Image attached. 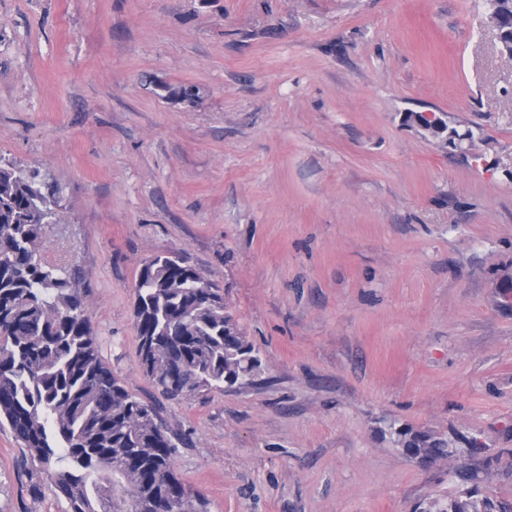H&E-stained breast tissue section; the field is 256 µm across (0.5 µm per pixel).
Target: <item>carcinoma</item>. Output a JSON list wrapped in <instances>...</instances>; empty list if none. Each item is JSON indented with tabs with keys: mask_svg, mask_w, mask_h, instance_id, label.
Masks as SVG:
<instances>
[{
	"mask_svg": "<svg viewBox=\"0 0 512 512\" xmlns=\"http://www.w3.org/2000/svg\"><path fill=\"white\" fill-rule=\"evenodd\" d=\"M54 191L0 155V423L46 470L70 512H205L173 465L174 436L99 352L76 277L41 255ZM135 329L143 373L166 400L252 385L259 351L213 282L175 252L142 265ZM411 458L453 456L448 436L389 426ZM427 512H512L459 486Z\"/></svg>",
	"mask_w": 512,
	"mask_h": 512,
	"instance_id": "1",
	"label": "carcinoma"
}]
</instances>
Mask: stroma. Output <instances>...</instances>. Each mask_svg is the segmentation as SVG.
Instances as JSON below:
<instances>
[{"label": "stroma", "mask_w": 512, "mask_h": 512, "mask_svg": "<svg viewBox=\"0 0 512 512\" xmlns=\"http://www.w3.org/2000/svg\"><path fill=\"white\" fill-rule=\"evenodd\" d=\"M0 155L55 190L42 255L130 391L156 399L157 253L259 349L260 384L159 401L207 512H415L456 474L512 503V58L483 0H0ZM392 423L487 451L410 460ZM68 510L0 426V512ZM443 118L434 112H416L412 114L407 122L413 124L422 130L426 137L434 141L442 148H451L455 151H463L462 143L466 141L462 134L455 135L450 133L447 137L437 142L434 140L433 133L442 126Z\"/></svg>", "instance_id": "35a3bbf8"}]
</instances>
